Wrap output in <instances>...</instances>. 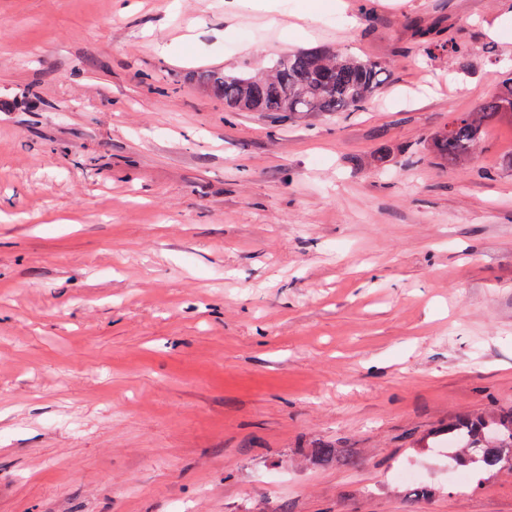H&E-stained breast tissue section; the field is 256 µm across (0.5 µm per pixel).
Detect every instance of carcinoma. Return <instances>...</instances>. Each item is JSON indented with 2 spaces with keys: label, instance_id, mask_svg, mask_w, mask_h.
Masks as SVG:
<instances>
[{
  "label": "carcinoma",
  "instance_id": "1",
  "mask_svg": "<svg viewBox=\"0 0 512 512\" xmlns=\"http://www.w3.org/2000/svg\"><path fill=\"white\" fill-rule=\"evenodd\" d=\"M428 53H457L459 43L444 37L438 29L420 33ZM388 79L379 61L358 58L329 48H311L284 55L273 67L247 76L226 71L201 75L204 85L238 112H290L332 114L357 112L381 90ZM512 123V79L501 84L473 112L453 113L448 125L431 138L430 151L450 164L466 160L483 141L491 124ZM448 437L454 440L452 459L462 466L475 464L486 473L505 466L512 454V411L485 412L464 416L448 424Z\"/></svg>",
  "mask_w": 512,
  "mask_h": 512
}]
</instances>
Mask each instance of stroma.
I'll return each instance as SVG.
<instances>
[{
  "mask_svg": "<svg viewBox=\"0 0 512 512\" xmlns=\"http://www.w3.org/2000/svg\"><path fill=\"white\" fill-rule=\"evenodd\" d=\"M257 2L0 0V512H512L419 445L512 409V124L400 154L512 77V0ZM317 46L386 84L297 121L197 79ZM420 36L423 39L427 52L431 55L436 51H447L448 53H457L461 49L459 43L453 38H444V33L438 29L422 31Z\"/></svg>",
  "mask_w": 512,
  "mask_h": 512,
  "instance_id": "1",
  "label": "stroma"
}]
</instances>
